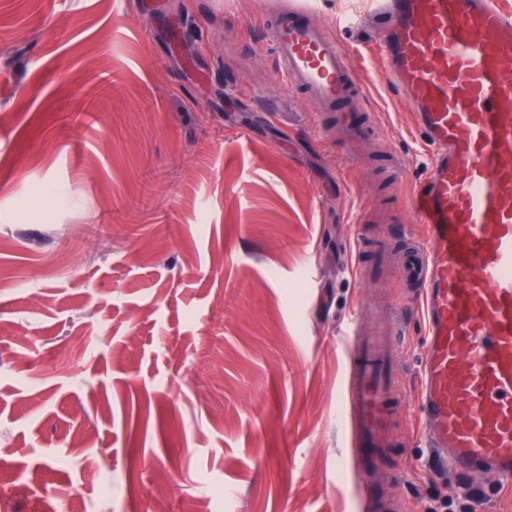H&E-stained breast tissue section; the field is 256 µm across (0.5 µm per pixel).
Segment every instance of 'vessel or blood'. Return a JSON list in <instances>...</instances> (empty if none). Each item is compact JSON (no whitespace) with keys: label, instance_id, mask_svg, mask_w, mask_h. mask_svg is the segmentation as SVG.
I'll use <instances>...</instances> for the list:
<instances>
[{"label":"vessel or blood","instance_id":"b4317fda","mask_svg":"<svg viewBox=\"0 0 512 512\" xmlns=\"http://www.w3.org/2000/svg\"><path fill=\"white\" fill-rule=\"evenodd\" d=\"M298 0L268 21L269 47L291 91L327 108L364 94L346 48L307 22ZM378 37L383 73L408 101L430 155L412 196L401 257L425 324L418 406L437 459L465 476L512 484V11L499 0H388ZM345 343L340 404L357 438L382 445L390 426L387 341Z\"/></svg>","mask_w":512,"mask_h":512}]
</instances>
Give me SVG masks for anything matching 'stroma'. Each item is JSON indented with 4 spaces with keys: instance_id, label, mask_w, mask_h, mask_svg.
<instances>
[{
    "instance_id": "1",
    "label": "stroma",
    "mask_w": 512,
    "mask_h": 512,
    "mask_svg": "<svg viewBox=\"0 0 512 512\" xmlns=\"http://www.w3.org/2000/svg\"><path fill=\"white\" fill-rule=\"evenodd\" d=\"M283 2L181 0L176 27L164 0H0V512H430L467 485L512 512V485L432 472L422 318L396 266L351 271V221L370 243L411 224L429 163L384 18L310 0L364 83L352 121L377 124L347 141L278 73ZM357 302L400 331L379 484L336 417Z\"/></svg>"
}]
</instances>
